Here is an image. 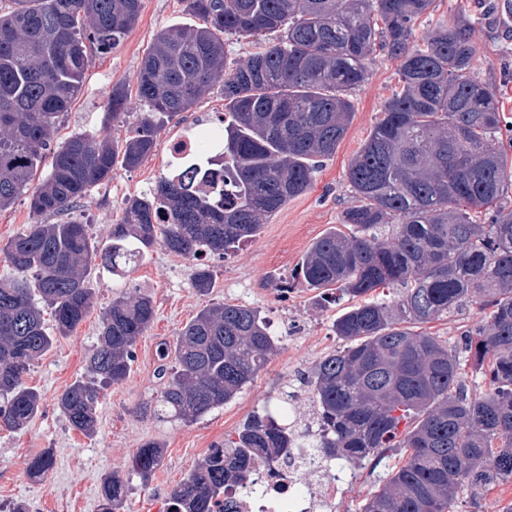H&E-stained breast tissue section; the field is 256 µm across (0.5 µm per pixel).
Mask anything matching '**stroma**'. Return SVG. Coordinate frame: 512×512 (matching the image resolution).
I'll return each instance as SVG.
<instances>
[{"label":"stroma","instance_id":"stroma-1","mask_svg":"<svg viewBox=\"0 0 512 512\" xmlns=\"http://www.w3.org/2000/svg\"><path fill=\"white\" fill-rule=\"evenodd\" d=\"M461 11L474 24L478 45L474 74L494 88L505 120L512 122V26L498 20L497 0H435L431 16L415 24L413 38L421 40L429 28ZM198 22L187 0H142L139 19L122 44L91 60L80 94L53 135L54 144L78 132L101 130L113 84L134 80L155 35L174 23L194 26ZM398 88L396 61L376 54L366 81L351 94L354 115L348 130L335 154L324 159L315 172L309 189L288 200L254 238L224 257L209 255L197 263L158 244L125 278L112 276L100 266L92 269L88 285L95 304L91 311L76 329L59 337L51 350L35 360L25 377L27 385L41 395L38 415L23 430L0 428V512H13L19 506L25 512H101L103 476L123 469L147 441L162 447L163 459L148 482L130 478L124 512H167L172 488L187 478L214 445L223 443L267 404L286 393L289 406L298 413L312 411L311 394L303 379L320 358L341 347L333 325L353 301L347 296L330 300L300 286L284 299L280 289L311 245L340 227L344 212L355 205L347 165ZM187 119L183 113L170 120L158 134L152 154L138 167H115L106 185L110 196H103V188L96 186L77 202L71 216L85 221L90 237L105 242L113 225L124 218L125 200L156 188L160 178L169 175L168 143ZM200 265L212 275V286L204 294L193 286ZM137 289L152 296L155 320L136 345L129 376L112 385L99 406L95 434L85 436L70 426L57 406V397L75 380L88 378L87 359L97 345L101 316L115 294ZM213 303L261 310L279 341L278 349L249 385L203 419L190 424L157 419L146 407L156 402L162 390L156 375L158 346L173 341L188 321ZM484 319L478 302L468 300L427 323L426 329L453 347L465 331ZM44 451L53 455L55 464L45 478H32L29 463Z\"/></svg>","mask_w":512,"mask_h":512}]
</instances>
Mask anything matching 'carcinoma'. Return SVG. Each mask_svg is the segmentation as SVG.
<instances>
[{"instance_id": "1", "label": "carcinoma", "mask_w": 512, "mask_h": 512, "mask_svg": "<svg viewBox=\"0 0 512 512\" xmlns=\"http://www.w3.org/2000/svg\"><path fill=\"white\" fill-rule=\"evenodd\" d=\"M0 14V210L28 195L36 214L62 216L30 224L0 245L14 270L0 279V427L20 430L37 415L40 393L26 386L30 366L49 351L55 331H73L93 307L87 288L100 264L122 277L157 242L187 259L224 256L253 238L263 221L305 193L318 159L336 152L353 113L350 93L382 50L398 62L401 89L351 159L347 180L358 204L301 261L305 287L332 286L361 302L334 324L342 348L325 355L305 383L317 404L315 436L298 431L327 459L378 467L390 452L403 463L383 479L360 512H452L471 493L512 480V187L503 148L506 129L493 88L470 76L477 54L465 14L435 25L412 43L434 0H188L197 27L160 30L135 77L147 106L137 135L120 144L107 130L130 104L129 83L112 85L102 130L52 133L81 90L93 54L117 48L135 26L141 0H14ZM270 34L243 63L227 65L224 37ZM223 81L228 121L212 177L224 180L220 202L193 190L197 168L159 181L125 201L121 224L104 247L68 217L116 165L139 166L172 116L190 111ZM50 155V169L31 181ZM164 212L166 222L156 221ZM401 288L391 301L379 288ZM488 311L462 337L480 388L467 384L456 350L410 329L466 300ZM155 317L153 299L124 292L99 323L89 380L57 398L71 427L89 437L106 391L126 380L133 349ZM277 348L257 308L217 304L199 311L164 351L160 419L193 423L232 400ZM288 428L255 414L216 445L170 492L174 512H212L224 488L246 482L251 465L286 447ZM161 447L143 443L124 470L102 486V512H121L124 473L149 480ZM49 453L30 472L53 468Z\"/></svg>"}]
</instances>
